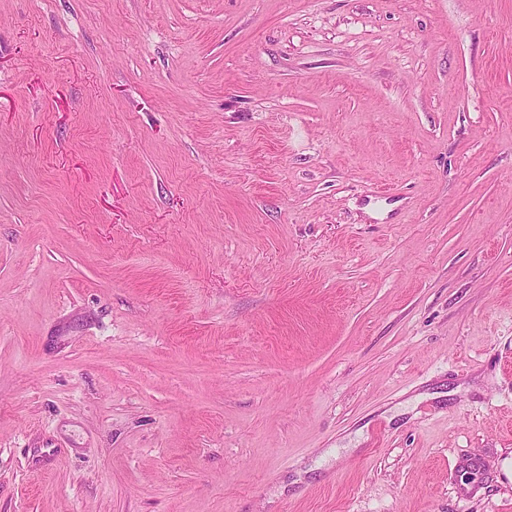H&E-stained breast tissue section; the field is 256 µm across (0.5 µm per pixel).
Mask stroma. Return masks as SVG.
Returning a JSON list of instances; mask_svg holds the SVG:
<instances>
[{"mask_svg":"<svg viewBox=\"0 0 512 512\" xmlns=\"http://www.w3.org/2000/svg\"><path fill=\"white\" fill-rule=\"evenodd\" d=\"M0 512H512V0H0Z\"/></svg>","mask_w":512,"mask_h":512,"instance_id":"stroma-1","label":"stroma"}]
</instances>
